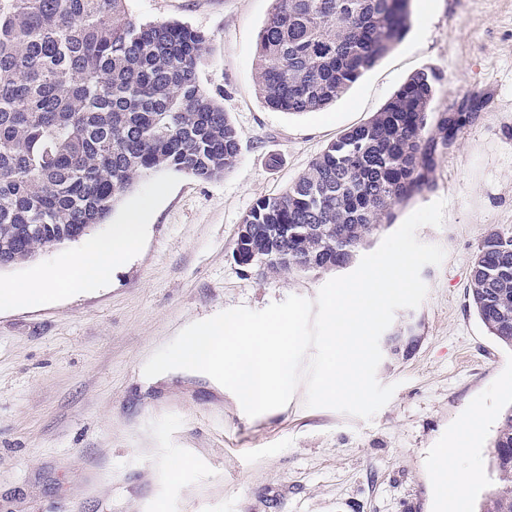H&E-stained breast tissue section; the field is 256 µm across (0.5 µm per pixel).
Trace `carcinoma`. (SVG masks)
<instances>
[{
  "label": "carcinoma",
  "mask_w": 512,
  "mask_h": 512,
  "mask_svg": "<svg viewBox=\"0 0 512 512\" xmlns=\"http://www.w3.org/2000/svg\"><path fill=\"white\" fill-rule=\"evenodd\" d=\"M128 2L0 0V269L106 223L120 195L153 172L212 180L238 162V132L200 86L205 34L141 23ZM410 2L273 0L259 34L260 97L283 112L326 109L402 41ZM440 81L416 71L283 193L257 200L238 227L235 262L258 271L348 265L397 205L433 189L437 155L476 118L474 108L434 113ZM468 297L489 335L512 349V237L480 242ZM492 448L503 488H490L479 512H512V407Z\"/></svg>",
  "instance_id": "carcinoma-1"
}]
</instances>
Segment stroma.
I'll return each instance as SVG.
<instances>
[{"instance_id": "1", "label": "stroma", "mask_w": 512, "mask_h": 512, "mask_svg": "<svg viewBox=\"0 0 512 512\" xmlns=\"http://www.w3.org/2000/svg\"><path fill=\"white\" fill-rule=\"evenodd\" d=\"M142 22L202 31L206 92L237 129L239 160L202 181L161 170L137 181L108 223L0 271L34 280L154 206L128 262L102 288L37 306L0 308V512H451L436 476L451 475L476 509L493 485L492 441L512 407V350L469 308V273L482 238L512 237V0H412L405 39L328 109L267 107L255 83L258 34L272 0H131ZM442 79L435 107L478 116L439 155L431 191L398 205L395 224L445 200L441 227L420 241L444 248L422 268L429 292L395 314L388 334L416 323L407 358L383 357L395 385L369 420L305 405L256 417L201 372L148 378L143 366L189 324L238 306L261 310L291 295L315 299L339 269L258 273L233 259L238 226L260 198L285 190L343 130L379 111L415 71ZM482 421H471L475 409Z\"/></svg>"}]
</instances>
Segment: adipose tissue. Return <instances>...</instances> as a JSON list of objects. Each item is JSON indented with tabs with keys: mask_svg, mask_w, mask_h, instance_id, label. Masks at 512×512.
<instances>
[{
	"mask_svg": "<svg viewBox=\"0 0 512 512\" xmlns=\"http://www.w3.org/2000/svg\"><path fill=\"white\" fill-rule=\"evenodd\" d=\"M141 217V212H133L126 223L113 225L107 238L71 254L63 264L42 269L35 283H0V306L42 303L64 290L104 285L140 238Z\"/></svg>",
	"mask_w": 512,
	"mask_h": 512,
	"instance_id": "ef3b65f1",
	"label": "adipose tissue"
}]
</instances>
